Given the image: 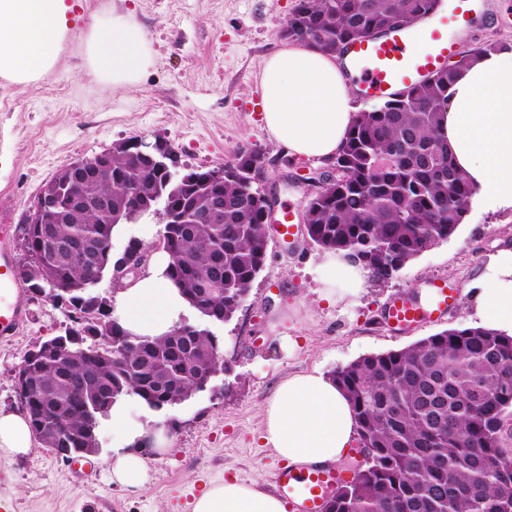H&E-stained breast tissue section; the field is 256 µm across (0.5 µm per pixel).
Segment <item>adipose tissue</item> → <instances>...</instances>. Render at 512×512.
Here are the masks:
<instances>
[{
    "mask_svg": "<svg viewBox=\"0 0 512 512\" xmlns=\"http://www.w3.org/2000/svg\"><path fill=\"white\" fill-rule=\"evenodd\" d=\"M69 0H0V79L39 80L59 62L69 32ZM87 69L102 83L125 88L138 83L154 63L152 48L130 13L96 20L83 42ZM356 76L340 55L294 42L273 52L259 78L265 128L270 140L292 157L330 159L342 148L356 119ZM439 134L479 197L512 207V52L479 56L460 71L448 91ZM170 257L152 256L145 274L119 292L112 317L135 336L160 338L178 325L188 302L167 278ZM324 298L332 303L356 296L367 280L361 264L329 251L322 266ZM476 314L483 327L512 336V250L501 251L479 280ZM137 394L117 401L107 421L112 453L104 460L113 481L142 486L145 457L138 446L164 453V429L134 417ZM265 443L289 465L331 464L345 454L357 424L351 404L332 377L320 370L281 381L264 407ZM33 433L25 418L0 412V455L26 453ZM193 512H285L279 497L256 483L227 480L202 490Z\"/></svg>",
    "mask_w": 512,
    "mask_h": 512,
    "instance_id": "obj_1",
    "label": "adipose tissue"
}]
</instances>
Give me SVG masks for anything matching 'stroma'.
Returning <instances> with one entry per match:
<instances>
[{"label": "stroma", "instance_id": "obj_1", "mask_svg": "<svg viewBox=\"0 0 512 512\" xmlns=\"http://www.w3.org/2000/svg\"><path fill=\"white\" fill-rule=\"evenodd\" d=\"M295 0H81L73 36L51 74L0 86V218L23 239L27 216L46 182L74 160L113 145L158 140L176 154L179 172L205 171L258 151L264 193L276 212L302 215L317 184L318 159L291 157L274 146L259 106L266 58L286 46L282 31ZM461 44L512 46V0H490ZM126 11L155 52L153 66L132 87L102 86L84 65L80 35L93 15ZM512 249V209L473 200L457 232L407 263L384 283H365L348 306L322 299L324 252L309 238L270 233L264 267L230 322L212 325L227 368L206 390L161 412L140 406L137 419L164 426L171 446L147 455V482L131 488L93 464L72 462L33 442L27 454L0 456V500L12 512H192L209 484L230 478L258 481L275 492L279 457L262 438L263 407L277 384L296 373L336 368L369 354L403 349L445 329L477 326L473 294L495 256ZM457 283L460 298L443 318L406 331L384 323L387 303L415 295L426 281ZM28 319L11 341L0 342V410L22 405L15 378L34 345L64 334L73 315L48 298L21 290ZM295 342L283 346L282 337Z\"/></svg>", "mask_w": 512, "mask_h": 512}]
</instances>
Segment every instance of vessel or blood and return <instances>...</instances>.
I'll return each mask as SVG.
<instances>
[{
	"mask_svg": "<svg viewBox=\"0 0 512 512\" xmlns=\"http://www.w3.org/2000/svg\"><path fill=\"white\" fill-rule=\"evenodd\" d=\"M469 9L459 0H439L429 15L428 27L404 29L377 38L355 43L349 49L350 65L357 71L362 95L372 99L391 97L402 86L444 66L453 53L455 42L447 28L461 29L468 25ZM14 227L0 223V340L16 336L27 319L26 312L14 301L19 292L14 269ZM426 304L410 303L406 295L394 297L385 313L387 325L402 330L444 316L457 300L458 286L442 278L430 284ZM341 473L332 465H312L299 470L278 467L275 482L288 512H323Z\"/></svg>",
	"mask_w": 512,
	"mask_h": 512,
	"instance_id": "vessel-or-blood-1",
	"label": "vessel or blood"
}]
</instances>
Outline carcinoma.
<instances>
[{"instance_id":"cac0c4a2","label":"carcinoma","mask_w":512,"mask_h":512,"mask_svg":"<svg viewBox=\"0 0 512 512\" xmlns=\"http://www.w3.org/2000/svg\"><path fill=\"white\" fill-rule=\"evenodd\" d=\"M436 0H298L288 39L335 53L402 19L416 22ZM464 51L429 78L357 113L331 160L327 187L305 214L308 238L322 250L360 257L372 282L391 279L405 264L450 238L463 223L475 189L456 168L437 134L457 73L488 52ZM252 156L227 164L235 179L223 195L200 182L174 179L125 152L112 155V179L87 189L82 207L56 210L52 236L25 233L27 262L72 288H90L92 275L112 267L101 247L117 224H134L157 196L182 203L180 222L163 225L167 276L191 297L217 275L224 291L209 305L229 321L263 268L268 242L263 208L246 186ZM112 198V209L97 198ZM82 251L57 258L56 242ZM218 345L200 328L163 339L133 336L112 323L97 348L71 345L28 361L16 389L46 448L79 455L100 447L99 419L128 391L155 411L195 390L186 372L207 365ZM349 397L364 461L343 482L325 512H512V446L503 441L512 415V337L484 327L447 329L397 351L365 355L333 372Z\"/></svg>"}]
</instances>
